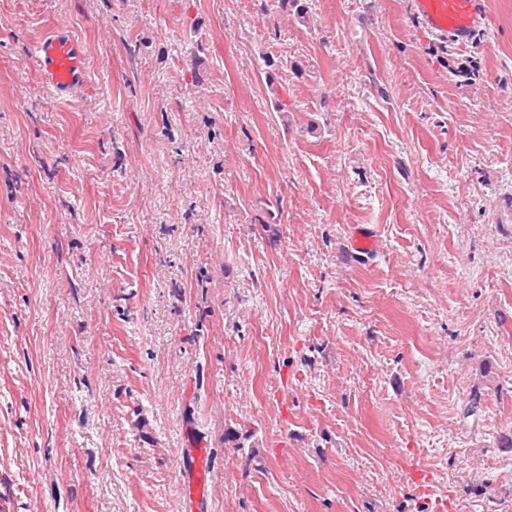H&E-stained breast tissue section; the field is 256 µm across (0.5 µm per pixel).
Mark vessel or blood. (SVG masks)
Segmentation results:
<instances>
[{"label":"vessel or blood","mask_w":512,"mask_h":512,"mask_svg":"<svg viewBox=\"0 0 512 512\" xmlns=\"http://www.w3.org/2000/svg\"><path fill=\"white\" fill-rule=\"evenodd\" d=\"M406 8L430 36L457 45L469 43L487 17L485 0H406ZM29 60L55 98H68L89 81L81 45L62 30L42 37L34 45ZM351 244L355 255L368 257L377 253L379 239L373 229L359 224L352 232ZM178 477L190 512H205L210 463L202 445L181 449Z\"/></svg>","instance_id":"b4317fda"}]
</instances>
